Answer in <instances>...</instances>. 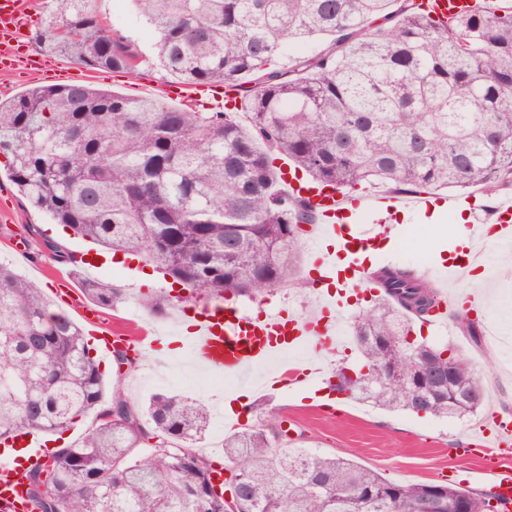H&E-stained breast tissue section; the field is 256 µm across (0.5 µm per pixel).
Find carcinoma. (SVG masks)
<instances>
[{
  "instance_id": "obj_1",
  "label": "carcinoma",
  "mask_w": 512,
  "mask_h": 512,
  "mask_svg": "<svg viewBox=\"0 0 512 512\" xmlns=\"http://www.w3.org/2000/svg\"><path fill=\"white\" fill-rule=\"evenodd\" d=\"M156 33L163 69L183 84L240 89L237 112L178 109L88 84L35 86L0 101V154L31 207L81 238L140 256L202 298L257 299L294 282L308 198L278 184L275 155L325 188L381 184L394 192L512 189V9L446 22L415 0H134ZM333 43L296 68L276 59L291 41ZM35 41L90 68L136 74L140 52L100 24L91 0H61ZM102 308L121 289L73 269ZM379 294L355 316L354 356L332 390L388 411L436 418L478 414L477 368L448 344L404 338L438 296L415 270L370 273ZM441 363L450 376L427 380ZM93 424L30 472L40 512H435L462 499L496 512L487 491L397 483L347 458L288 447L276 431L224 436V488L195 444L210 414L201 402L157 393L132 404L105 397L100 361L80 327L41 289L0 263V441L22 430L62 434Z\"/></svg>"
}]
</instances>
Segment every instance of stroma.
I'll return each instance as SVG.
<instances>
[{"instance_id":"stroma-1","label":"stroma","mask_w":512,"mask_h":512,"mask_svg":"<svg viewBox=\"0 0 512 512\" xmlns=\"http://www.w3.org/2000/svg\"><path fill=\"white\" fill-rule=\"evenodd\" d=\"M93 6L102 23L110 31L134 41L144 57L137 76L109 70H93L80 63H72L73 80L89 83L97 88L133 96L165 98L174 77L159 64L154 52L156 37L135 14L130 0H94ZM455 213L442 209L438 215H404L392 230V245L379 252L373 266L400 265L414 270H441L440 254L454 246L452 225ZM54 222L48 214L33 209L20 195L9 175L8 161L0 154V258L11 260L16 272L41 288L56 310H63L54 289L53 269L70 274L71 264L59 263L50 253H37L41 238L51 236ZM317 232L308 227L301 239L300 261L296 276L303 287L284 285L264 297L250 300L231 299L251 317L264 316L271 309L283 313L307 314L316 307V295L328 291L326 282L311 271L310 255ZM493 276L481 277L478 284L487 301L477 308H458V316H465L481 325L497 324L502 335L512 338V244H493L487 248ZM98 279L124 288L125 296L115 307L104 310L106 322H127L133 333L166 332L176 328L177 337L164 340L151 357L161 363L181 359L182 364L174 380L158 382L148 378L140 367L118 373L111 358H102L100 369L106 384L121 383L127 399L133 404L146 403L152 394L162 392L187 396L208 405L212 411L224 408V393L235 387L233 379L216 376L188 366L187 348L180 337L186 332V314L201 311L204 300L196 299L189 291L173 287L171 278L157 272L148 262L137 268L127 266L126 259L101 262L90 269ZM173 291L177 300L159 310L149 309L147 295ZM423 335L431 342L451 343L465 356L473 359L481 370L480 381L486 394L481 416L466 421L420 417L406 412H390L372 406L335 399L332 407H325L317 388L295 389L284 392L271 387L251 390L247 413L234 417L235 429L264 427H293L301 436L300 448L325 456L350 458L357 463L382 473L400 483L440 482L442 474L454 471L464 475L477 470L481 457L456 456L454 447L468 432L474 431L482 416L503 412L505 404H512V373H504L502 362H512V347L501 350L490 339L480 346H472L459 329L456 319L449 320L446 330L436 325H425Z\"/></svg>"}]
</instances>
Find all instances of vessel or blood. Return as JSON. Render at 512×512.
<instances>
[{"mask_svg":"<svg viewBox=\"0 0 512 512\" xmlns=\"http://www.w3.org/2000/svg\"><path fill=\"white\" fill-rule=\"evenodd\" d=\"M486 0H421L424 10L433 17H448L484 6ZM29 26L25 0H0V71L29 70L39 64L37 58L22 57L16 45ZM289 193L309 197L318 216V237L335 241L342 236V222L352 212L363 210L387 222L403 213L420 214L429 207L423 195H377L354 198L342 192H309L294 180H287ZM491 222L492 232H485L483 222H476L472 236L482 243L488 234H495L497 241L512 240V197L499 200ZM315 264L323 278L334 281L336 293L327 295L313 314L289 316L273 309L261 318H251L237 309L225 306L223 301H211L197 319L191 336L186 337L195 362L206 370L237 376L248 369L272 361L286 350L303 348L319 355L333 351L336 341L338 317L344 309L345 292L367 291L371 283L366 269L358 261H350L346 268H339L333 252L315 250ZM68 306L75 309L89 327L88 335L96 349L103 355L123 350L136 357L146 354L144 339L126 336L105 324L99 311L84 302L66 280H59ZM324 374L316 362L305 361L278 367L268 377L271 385L281 388L310 385ZM46 442L41 433L26 431L8 443L0 445V458L9 462L0 470V512H37V505L29 493L28 475L46 458ZM461 457L484 454L480 469L486 478L492 502L500 512H512V467L507 460L512 457V420L497 414L489 415L456 448Z\"/></svg>","mask_w":512,"mask_h":512,"instance_id":"1","label":"vessel or blood"}]
</instances>
